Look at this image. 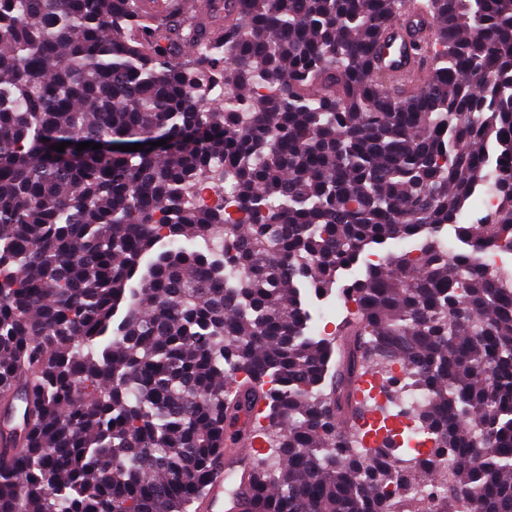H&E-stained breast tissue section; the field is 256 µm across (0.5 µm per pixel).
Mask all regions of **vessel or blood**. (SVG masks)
Wrapping results in <instances>:
<instances>
[{"instance_id": "vessel-or-blood-1", "label": "vessel or blood", "mask_w": 512, "mask_h": 512, "mask_svg": "<svg viewBox=\"0 0 512 512\" xmlns=\"http://www.w3.org/2000/svg\"><path fill=\"white\" fill-rule=\"evenodd\" d=\"M411 21H403L390 31L391 41L382 54L379 66L389 78L387 89L397 95L413 90L411 75L424 73L428 59L415 54L409 47ZM257 459L253 449L225 450L207 479L204 494L195 502L194 512H256L255 494L249 476ZM235 478L227 486V478Z\"/></svg>"}]
</instances>
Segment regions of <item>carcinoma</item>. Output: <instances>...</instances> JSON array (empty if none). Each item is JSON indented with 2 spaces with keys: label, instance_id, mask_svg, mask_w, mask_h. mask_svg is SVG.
<instances>
[{
  "label": "carcinoma",
  "instance_id": "carcinoma-1",
  "mask_svg": "<svg viewBox=\"0 0 512 512\" xmlns=\"http://www.w3.org/2000/svg\"><path fill=\"white\" fill-rule=\"evenodd\" d=\"M409 11L432 61L397 99L375 64ZM503 243L512 0H0V512H190L251 435L264 512H512ZM302 286L355 305L335 336L306 335ZM369 370L430 448H350ZM497 206L496 194L487 189L481 196V208L484 212H489ZM478 208L477 197H473L464 207L463 211L457 219V224H476L477 220L483 215ZM390 373V375L398 378L401 382L405 383L406 386H408L406 393L407 406H411L413 408H420L428 402V396L426 393L419 390L418 388L412 387L413 383L409 379L408 375L406 374L405 370L401 365H393Z\"/></svg>",
  "mask_w": 512,
  "mask_h": 512
}]
</instances>
